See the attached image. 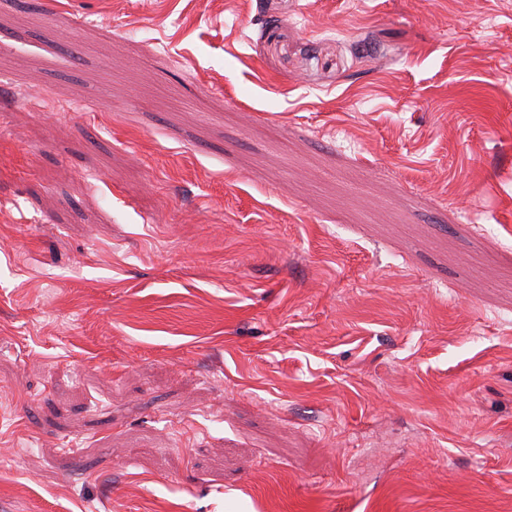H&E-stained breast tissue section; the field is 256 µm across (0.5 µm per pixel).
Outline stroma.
Instances as JSON below:
<instances>
[{
  "instance_id": "35a3bbf8",
  "label": "stroma",
  "mask_w": 512,
  "mask_h": 512,
  "mask_svg": "<svg viewBox=\"0 0 512 512\" xmlns=\"http://www.w3.org/2000/svg\"><path fill=\"white\" fill-rule=\"evenodd\" d=\"M0 512H512V0H0Z\"/></svg>"
}]
</instances>
